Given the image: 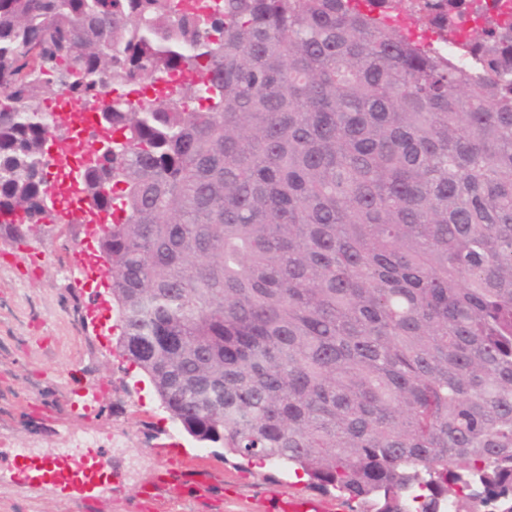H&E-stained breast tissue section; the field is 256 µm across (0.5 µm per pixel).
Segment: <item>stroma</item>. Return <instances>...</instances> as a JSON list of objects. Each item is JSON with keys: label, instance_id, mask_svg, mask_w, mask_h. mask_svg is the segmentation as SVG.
I'll return each instance as SVG.
<instances>
[{"label": "stroma", "instance_id": "obj_1", "mask_svg": "<svg viewBox=\"0 0 512 512\" xmlns=\"http://www.w3.org/2000/svg\"><path fill=\"white\" fill-rule=\"evenodd\" d=\"M80 253L69 224L17 241L0 237V512H70L59 488L28 481L22 464H40L67 436H105L120 426L131 433L129 447L112 451L124 461L122 479L99 489L95 512H127L126 500L154 471L153 449L173 442L211 458L220 477L237 484L241 499L224 512H249L259 502L270 507L284 492L311 493L307 477L274 463L225 457L172 422L116 335L105 331L112 311L102 306L87 313L92 279ZM105 379L112 392L92 413L66 407ZM20 448L30 449L29 458L17 456Z\"/></svg>", "mask_w": 512, "mask_h": 512}]
</instances>
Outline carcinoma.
I'll use <instances>...</instances> for the list:
<instances>
[{
  "label": "carcinoma",
  "mask_w": 512,
  "mask_h": 512,
  "mask_svg": "<svg viewBox=\"0 0 512 512\" xmlns=\"http://www.w3.org/2000/svg\"><path fill=\"white\" fill-rule=\"evenodd\" d=\"M350 0H0V231L45 223L48 94L106 108L119 349L171 419L355 512L512 502V58ZM208 104L195 107L199 87Z\"/></svg>",
  "instance_id": "carcinoma-1"
}]
</instances>
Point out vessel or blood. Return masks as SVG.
Returning <instances> with one entry per match:
<instances>
[{
	"instance_id": "b4317fda",
	"label": "vessel or blood",
	"mask_w": 512,
	"mask_h": 512,
	"mask_svg": "<svg viewBox=\"0 0 512 512\" xmlns=\"http://www.w3.org/2000/svg\"><path fill=\"white\" fill-rule=\"evenodd\" d=\"M155 469L149 482L136 491L133 512H164L173 503L193 504L195 512H224V502L237 497L236 486H227L223 495L209 491L217 474L206 458L180 455L173 448L154 450ZM120 474V467H107L102 451L76 457L59 456L33 466L32 477L61 489L75 512H91L97 499L95 490L106 473ZM335 499L303 494L282 495L276 512H337Z\"/></svg>"
}]
</instances>
